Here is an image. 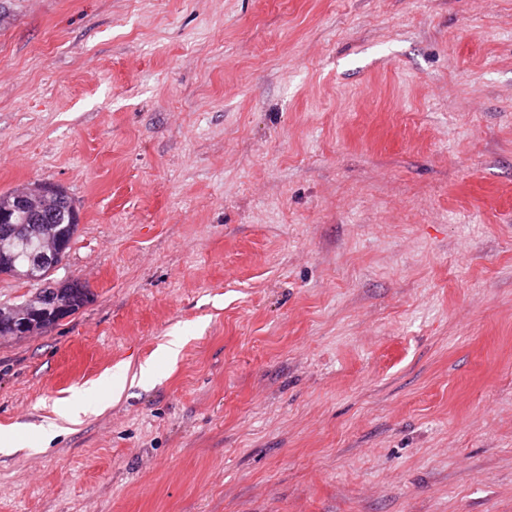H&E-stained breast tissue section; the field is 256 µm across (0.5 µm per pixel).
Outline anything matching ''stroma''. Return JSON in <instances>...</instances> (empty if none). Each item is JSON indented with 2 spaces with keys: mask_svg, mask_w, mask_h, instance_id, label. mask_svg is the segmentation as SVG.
Listing matches in <instances>:
<instances>
[{
  "mask_svg": "<svg viewBox=\"0 0 512 512\" xmlns=\"http://www.w3.org/2000/svg\"><path fill=\"white\" fill-rule=\"evenodd\" d=\"M34 181L0 512H512V0H0ZM13 191V190H12ZM0 194V212H7L0 216V224H12L14 226V255L15 265L18 267L34 262L40 254L39 241L36 237L27 234L28 224H40L43 211L62 199L66 192L59 185L47 182H35L18 187L16 190ZM13 196V197H12ZM13 202V205H12ZM13 209L10 211V209ZM17 212L24 218L20 222ZM12 221L11 222V215ZM20 222V223H14ZM66 256V244L64 239L58 235L54 244H50L35 264L18 269L14 265V257L6 246V242L0 239V266L4 270L9 268L10 275L29 281L38 286L35 294L26 299L19 317L35 319L23 320V329H28L26 335L41 330L42 319L47 312L44 305L48 306L49 301L41 293L51 296L57 302L65 303L70 309V315H74L91 300L92 293L85 285L73 280L67 287L66 283L56 286L54 281L47 275L51 274L62 264ZM43 281V287L39 284ZM68 198L72 201V199L68 196ZM68 201V214H69V223L68 219L64 220H56L52 219L47 221L46 224L42 225L43 234H62L66 237L69 246L67 248L68 252L71 250L72 244L75 241V236L78 231V224L80 221L79 209L74 202Z\"/></svg>",
  "mask_w": 512,
  "mask_h": 512,
  "instance_id": "obj_1",
  "label": "stroma"
}]
</instances>
